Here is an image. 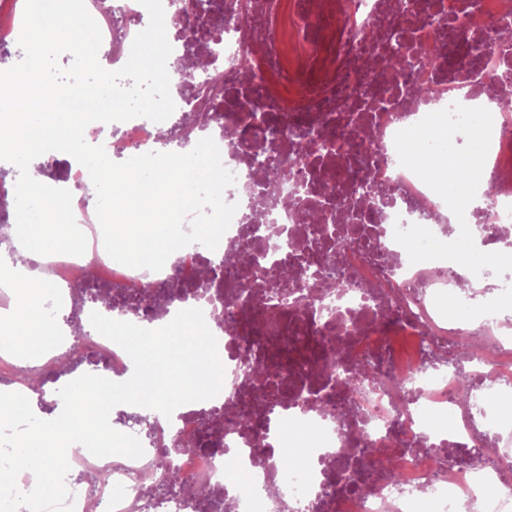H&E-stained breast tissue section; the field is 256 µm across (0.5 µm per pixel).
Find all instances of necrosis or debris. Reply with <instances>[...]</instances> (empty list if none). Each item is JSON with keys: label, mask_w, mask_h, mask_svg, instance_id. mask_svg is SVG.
I'll list each match as a JSON object with an SVG mask.
<instances>
[{"label": "necrosis or debris", "mask_w": 512, "mask_h": 512, "mask_svg": "<svg viewBox=\"0 0 512 512\" xmlns=\"http://www.w3.org/2000/svg\"><path fill=\"white\" fill-rule=\"evenodd\" d=\"M205 27L220 35L216 61L187 67L201 43L178 26L167 30V61L174 113L164 123L135 118L94 122L84 137L120 158L179 142V128L195 119V136L212 138L223 165L236 176L224 192L238 209L224 243L250 253V267L202 244L177 250L153 272L114 261L101 245L96 208L85 190L87 169L67 165L58 183L72 194L76 222L88 241L83 255L24 259L29 275L50 273L54 290L43 299L65 322L88 323L92 311L122 314L144 328L167 324L183 308L174 297L179 281L215 269L193 307L219 336L224 386L219 396L185 411L172 431L175 444L159 452L154 435L128 424L142 457L93 456L69 448L71 474L91 477L71 486L75 512H203L196 491L206 487L216 512H512V276L459 273L442 260L410 263L393 238L395 226L422 225L436 237L460 231L443 199L402 167L395 134L452 103L486 100L493 117L481 186L492 185L491 204L466 221L484 243L512 245V0H217ZM87 9L102 33L101 66L120 69L134 37L149 20L138 0H92ZM263 41L254 54V76L243 79L239 57L253 33ZM405 43L413 63L382 64L394 41ZM442 46L446 59L424 70L417 58ZM430 93L416 98L418 86ZM374 127L372 141L350 131ZM234 137H226V130ZM288 162L287 178L261 173L253 156ZM374 178L396 187L388 206L363 197L359 186ZM344 236L359 224L375 225L372 242L346 250L307 248L318 224ZM290 270L288 310L269 317L262 299L243 302L246 285ZM345 280L334 288L336 280ZM108 288L111 304L79 298L76 286ZM356 333L336 352L339 331ZM492 342L455 360L457 336ZM336 355L333 373H317L323 356ZM373 362L374 382L357 364ZM100 366L113 375L130 369L126 352L95 334L64 338L39 362L0 350V376L28 386L40 402L56 400L62 382ZM472 389L459 399V377ZM451 415L454 426L435 424ZM207 428L208 448L186 450L180 441ZM266 448L257 464L258 446ZM392 458L397 480L374 473L362 490L349 487L350 465L362 448ZM294 461L282 470L280 457ZM251 476L237 486L229 463Z\"/></svg>", "instance_id": "1"}]
</instances>
